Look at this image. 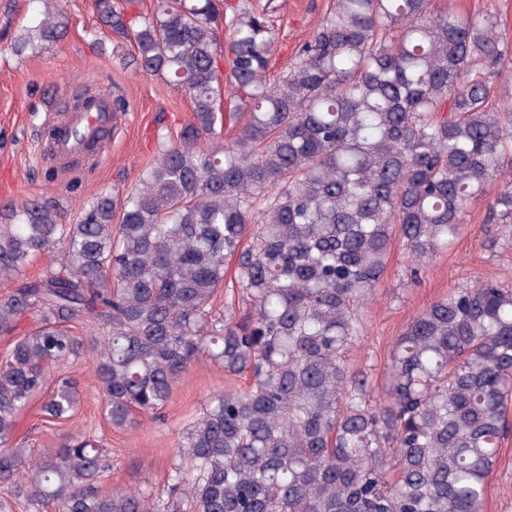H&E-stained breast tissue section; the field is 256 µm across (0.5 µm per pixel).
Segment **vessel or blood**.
<instances>
[{"mask_svg": "<svg viewBox=\"0 0 512 512\" xmlns=\"http://www.w3.org/2000/svg\"><path fill=\"white\" fill-rule=\"evenodd\" d=\"M115 111L111 99L97 95L94 105L84 112H67L54 122L43 143L47 158L58 165L68 164L78 154L85 155L88 162L97 156L89 152L88 144L100 143L105 134L111 133Z\"/></svg>", "mask_w": 512, "mask_h": 512, "instance_id": "1", "label": "vessel or blood"}]
</instances>
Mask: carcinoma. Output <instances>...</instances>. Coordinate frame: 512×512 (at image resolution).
Wrapping results in <instances>:
<instances>
[{"label":"carcinoma","mask_w":512,"mask_h":512,"mask_svg":"<svg viewBox=\"0 0 512 512\" xmlns=\"http://www.w3.org/2000/svg\"><path fill=\"white\" fill-rule=\"evenodd\" d=\"M7 47L63 37L60 0H34ZM92 0L132 62L167 78L192 120L122 196L103 191L75 224L56 202L0 207V512H484L512 410V287L455 288L397 337L384 402L344 353L360 338L393 243L423 260L459 234L469 204L512 175V71L498 19L432 14L430 0H332L296 61L266 74L277 34L250 0ZM246 93L236 119L226 86ZM512 224V183L489 204ZM47 258L44 274L24 268ZM243 313L215 308L225 263ZM84 323L81 339L72 328ZM91 356L104 418L160 417L199 361L246 375L217 390L176 443L167 491L105 493L104 439L80 432L37 457L16 441L43 398L74 418Z\"/></svg>","instance_id":"carcinoma-1"}]
</instances>
